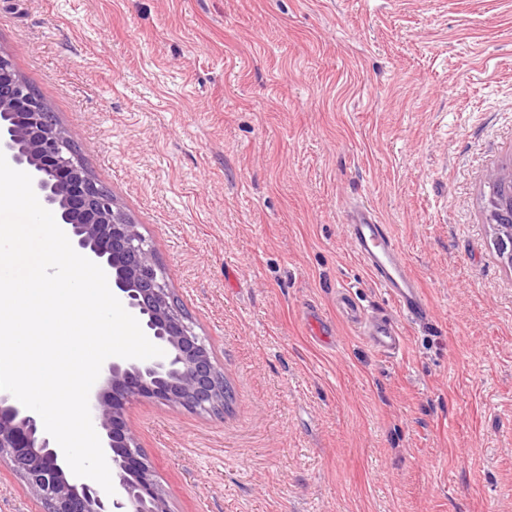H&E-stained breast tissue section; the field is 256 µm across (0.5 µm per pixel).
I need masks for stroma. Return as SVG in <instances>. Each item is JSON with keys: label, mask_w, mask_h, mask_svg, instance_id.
<instances>
[{"label": "stroma", "mask_w": 512, "mask_h": 512, "mask_svg": "<svg viewBox=\"0 0 512 512\" xmlns=\"http://www.w3.org/2000/svg\"><path fill=\"white\" fill-rule=\"evenodd\" d=\"M0 51L154 244L233 401L126 407L170 512H512V0H0ZM371 206L430 308L346 233ZM333 327L320 340L306 324ZM0 512H45L0 463ZM490 185H509L508 196L491 198L486 209V219L493 231L494 244L505 266L512 269V170L493 172ZM352 322L363 328L362 335L377 351L394 354L400 349L402 336L391 318L369 316L367 312L360 310L355 313Z\"/></svg>", "instance_id": "stroma-1"}]
</instances>
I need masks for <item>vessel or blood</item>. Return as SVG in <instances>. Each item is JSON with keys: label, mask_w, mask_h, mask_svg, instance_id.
I'll return each instance as SVG.
<instances>
[{"label": "vessel or blood", "mask_w": 512, "mask_h": 512, "mask_svg": "<svg viewBox=\"0 0 512 512\" xmlns=\"http://www.w3.org/2000/svg\"><path fill=\"white\" fill-rule=\"evenodd\" d=\"M347 233L358 259L392 297L402 316L412 322L427 320L430 311L423 289L387 226L376 223L361 207L356 209ZM353 322L377 351L392 354L399 350L402 338L391 318L360 311L355 313Z\"/></svg>", "instance_id": "b4317fda"}]
</instances>
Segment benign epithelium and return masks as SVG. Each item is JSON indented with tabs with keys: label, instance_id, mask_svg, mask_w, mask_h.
I'll use <instances>...</instances> for the list:
<instances>
[{
	"label": "benign epithelium",
	"instance_id": "1",
	"mask_svg": "<svg viewBox=\"0 0 512 512\" xmlns=\"http://www.w3.org/2000/svg\"><path fill=\"white\" fill-rule=\"evenodd\" d=\"M0 152L32 177L43 207L59 214L73 248L98 264L109 288L164 356L109 359L102 387L90 391L94 428L115 477L109 496L77 481L40 417L0 392V462L9 466L47 512H169L137 434L125 418L135 399H155L200 413L223 408L224 373L211 347L181 309L152 243L90 174L55 113L0 53ZM494 244L512 269V190L486 209Z\"/></svg>",
	"mask_w": 512,
	"mask_h": 512
}]
</instances>
